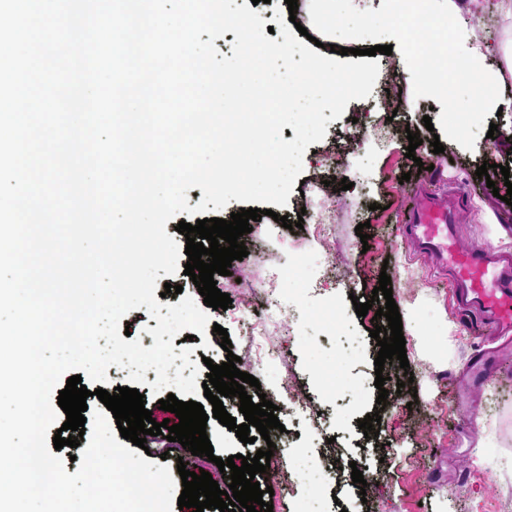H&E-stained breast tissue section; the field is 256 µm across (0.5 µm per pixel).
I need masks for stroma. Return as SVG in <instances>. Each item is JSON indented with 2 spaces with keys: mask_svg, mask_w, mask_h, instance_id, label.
Wrapping results in <instances>:
<instances>
[{
  "mask_svg": "<svg viewBox=\"0 0 512 512\" xmlns=\"http://www.w3.org/2000/svg\"><path fill=\"white\" fill-rule=\"evenodd\" d=\"M511 8L512 0H467L456 21L474 43L493 42L488 66L500 74L497 93L512 92L504 54L512 47ZM375 60L371 95L350 101L328 123L325 138L305 152L287 205L253 222L243 236L247 257L216 278L232 302L211 311L210 320L227 330L232 350L218 346L212 331L193 338V362L238 356V369L260 382L248 395L265 393L281 427L251 444L216 420L206 432L216 458L253 454L272 442L281 469H296L303 456L322 468L318 483L274 485L273 512H512V356L482 389L465 394L464 376L481 345L478 320L458 311L445 280L407 250L400 212L413 188L402 174L427 165L433 183H456L470 196L464 242L512 250V206L493 195L504 178L489 188L475 175L482 163L512 162V110L474 108L466 84L444 97L427 91L425 73L400 48ZM392 96L404 106L390 117ZM411 132L422 143L409 159ZM436 139L444 146L439 154L431 148ZM335 177L351 181V189L313 192L315 180ZM363 222L370 225L365 244L355 232ZM383 272L409 366L385 365L389 396L381 407L374 385L379 348L352 301L369 300ZM254 280L261 289L248 290ZM408 371L413 390L398 393ZM375 412L380 433L368 438L358 421ZM355 469L364 484L352 481Z\"/></svg>",
  "mask_w": 512,
  "mask_h": 512,
  "instance_id": "35a3bbf8",
  "label": "stroma"
}]
</instances>
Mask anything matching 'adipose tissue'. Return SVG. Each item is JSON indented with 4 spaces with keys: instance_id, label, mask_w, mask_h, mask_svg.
Segmentation results:
<instances>
[{
    "instance_id": "ef3b65f1",
    "label": "adipose tissue",
    "mask_w": 512,
    "mask_h": 512,
    "mask_svg": "<svg viewBox=\"0 0 512 512\" xmlns=\"http://www.w3.org/2000/svg\"><path fill=\"white\" fill-rule=\"evenodd\" d=\"M391 2L387 17L377 20L364 15L359 19L360 25L369 26L378 22L399 37L406 61L430 74L431 88L436 94H447L449 85L464 78L488 107L501 106V99L488 93L495 77L485 67L482 52L475 51L463 56L457 51V36L452 20L461 11L463 0H447V6L443 9L437 8V0Z\"/></svg>"
}]
</instances>
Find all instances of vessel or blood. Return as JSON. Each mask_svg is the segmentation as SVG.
Listing matches in <instances>:
<instances>
[{"label": "vessel or blood", "mask_w": 512, "mask_h": 512, "mask_svg": "<svg viewBox=\"0 0 512 512\" xmlns=\"http://www.w3.org/2000/svg\"><path fill=\"white\" fill-rule=\"evenodd\" d=\"M403 221L409 246L448 272L457 307L480 315L497 335L511 334L512 255L486 244L462 245L460 210L434 193L421 194Z\"/></svg>", "instance_id": "obj_1"}]
</instances>
